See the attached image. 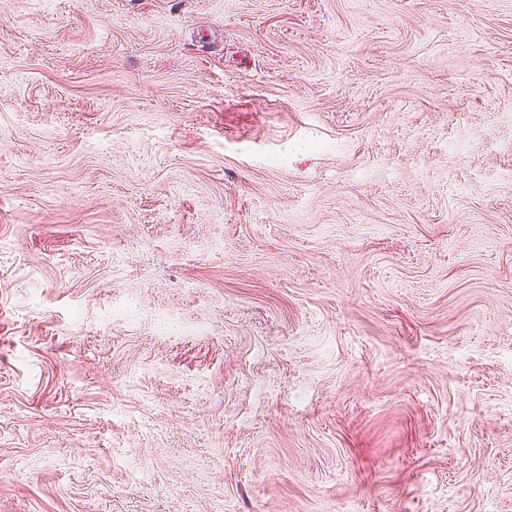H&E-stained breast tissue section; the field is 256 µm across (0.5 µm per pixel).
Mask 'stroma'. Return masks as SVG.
Returning a JSON list of instances; mask_svg holds the SVG:
<instances>
[{
	"label": "stroma",
	"instance_id": "obj_1",
	"mask_svg": "<svg viewBox=\"0 0 512 512\" xmlns=\"http://www.w3.org/2000/svg\"><path fill=\"white\" fill-rule=\"evenodd\" d=\"M0 512H512V0H0Z\"/></svg>",
	"mask_w": 512,
	"mask_h": 512
}]
</instances>
